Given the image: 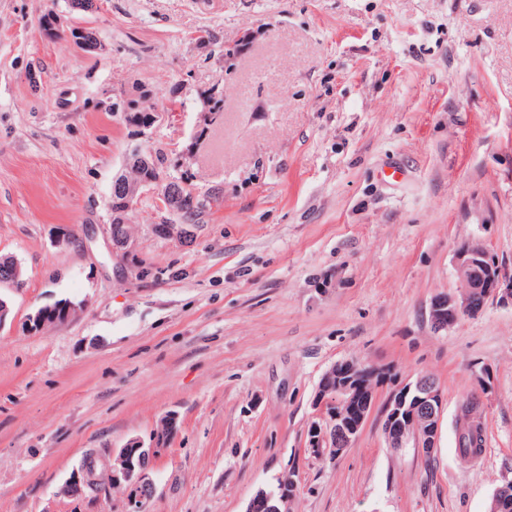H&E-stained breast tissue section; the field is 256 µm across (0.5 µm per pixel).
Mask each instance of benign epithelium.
Listing matches in <instances>:
<instances>
[{
	"mask_svg": "<svg viewBox=\"0 0 512 512\" xmlns=\"http://www.w3.org/2000/svg\"><path fill=\"white\" fill-rule=\"evenodd\" d=\"M168 178L163 173H155L153 176L139 178L137 180H125L116 178L114 187L122 194L120 201L123 214H128L136 205L138 199L146 190L159 188ZM179 195L172 190H166L160 194L159 208L170 214L180 212ZM162 235L166 238H174L184 242L191 241L197 230V225L165 221L159 225ZM112 244V254L122 258L133 255L137 248L135 236L127 233L109 234ZM454 262L460 278V293L455 295H440L430 305L429 317L436 330L448 328V309L464 304L469 307L471 313L481 312L488 300L499 294L503 280L500 267L495 256L490 250L479 242H468L457 249ZM0 266L5 267L6 278L0 282L15 287L23 283V269L19 261L12 256H0ZM79 306L71 301L61 304L53 310L38 308L27 318L29 330H34L33 324L43 325L47 316H52L57 323H64L75 316ZM415 391L417 402L426 406L420 416L414 417L408 426L397 424L387 429L385 436L388 446L391 448H405L413 444L422 452L432 454L438 448L439 423L443 410V397L440 390L434 387L423 386L418 382L405 383L400 390L392 393L386 411L399 417L401 409L405 405V396L410 391ZM350 389L346 385H336L334 397L329 398L319 395L313 399L315 415L306 432L305 448L313 456H321L328 451L339 455L343 448L347 447L355 439L370 414L374 397L363 400L360 410V418L354 426H349L343 416L336 410L335 397L348 398ZM173 432V424L166 425L161 434L150 445L132 439L122 448L108 453H93L101 470L108 473L111 479L122 483L126 487V512H143V502L148 495L153 493L154 483L150 476V468L153 460L167 451L165 439ZM346 436L345 443L336 442V435ZM97 476L85 467H80L70 477L65 485V493L70 497L79 498L93 487Z\"/></svg>",
	"mask_w": 512,
	"mask_h": 512,
	"instance_id": "obj_1",
	"label": "benign epithelium"
}]
</instances>
